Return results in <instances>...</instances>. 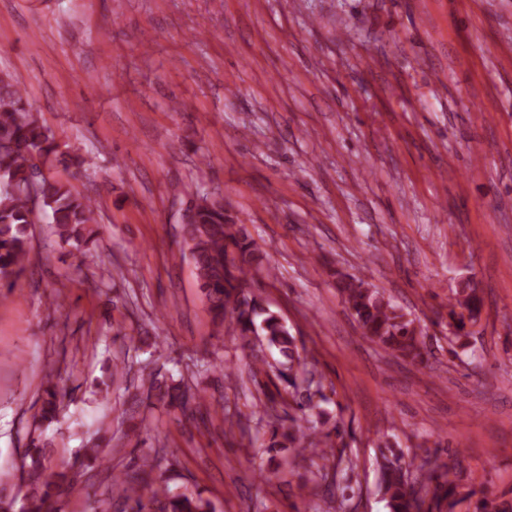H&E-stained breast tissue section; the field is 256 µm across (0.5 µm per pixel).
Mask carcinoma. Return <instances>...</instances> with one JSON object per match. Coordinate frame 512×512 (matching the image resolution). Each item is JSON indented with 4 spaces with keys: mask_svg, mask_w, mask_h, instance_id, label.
Here are the masks:
<instances>
[{
    "mask_svg": "<svg viewBox=\"0 0 512 512\" xmlns=\"http://www.w3.org/2000/svg\"><path fill=\"white\" fill-rule=\"evenodd\" d=\"M83 167L81 156L59 152L20 82L10 75L0 78V293L12 290L27 269L32 226L47 221L58 244L77 250L93 240L96 201L76 192L71 183ZM193 209V222L184 225L185 243L212 320L250 349L248 377L257 394H265L273 375L285 381L295 414L280 415L276 401L267 398L268 448H302L321 458L324 464L308 487L309 495L317 496L335 481L344 462L335 449L347 447L351 432L341 422L327 427L329 418L314 401L324 398L321 380L305 368L300 376L291 373L301 361L296 339L282 317L262 307L253 294L259 274L272 277L264 251L245 225L224 211V204L203 195ZM337 288L364 337L395 358L426 364L425 335L411 314L361 278L340 274ZM480 308L477 289L467 284L448 297L452 339L465 335V318ZM264 345L276 349L280 359L272 363L260 355ZM59 382L53 372L45 376L41 404L32 415L21 464L27 492L20 499L0 492V512H60L65 498L85 488L86 468L102 463L100 444L90 442L72 477L49 468L45 449L53 447V440L44 433L61 412L64 393ZM141 389L146 400L175 404L185 416L204 407V395L183 378L169 385L150 373L142 378ZM162 462L161 457L146 456L138 469L113 476L112 485L129 512H213L211 502L201 495L171 488L159 473ZM380 469L389 512H455L461 501L476 495L475 489H464L451 470L439 472L423 463L413 474L399 455L384 459ZM476 512H512V498L482 496L476 500Z\"/></svg>",
    "mask_w": 512,
    "mask_h": 512,
    "instance_id": "obj_1",
    "label": "carcinoma"
}]
</instances>
